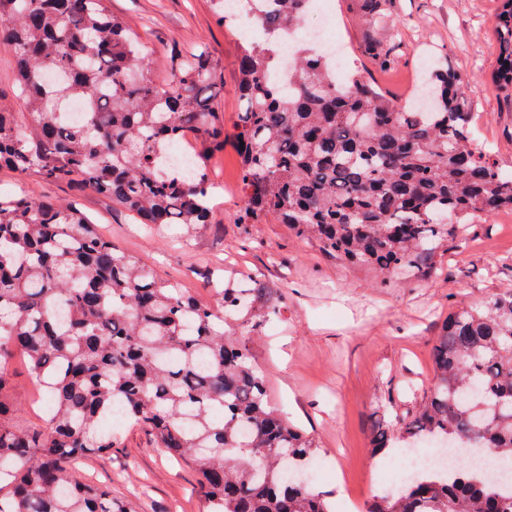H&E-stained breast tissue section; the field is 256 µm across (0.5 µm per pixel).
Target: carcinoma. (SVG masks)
I'll list each match as a JSON object with an SVG mask.
<instances>
[{
	"label": "carcinoma",
	"instance_id": "cac0c4a2",
	"mask_svg": "<svg viewBox=\"0 0 512 512\" xmlns=\"http://www.w3.org/2000/svg\"><path fill=\"white\" fill-rule=\"evenodd\" d=\"M265 43L240 42L241 112H215L217 64L205 48L158 81L144 46L104 0H0L30 121L0 106V166L78 182L144 224H207L208 160L242 158L238 223L273 217L326 255L365 266L377 285L436 270L481 214L512 212V174L472 136L469 98L450 69L425 77L424 104H396L362 77L336 81L327 57L292 46L293 77L269 80L308 0H251ZM497 85L512 101V0L495 16ZM79 125L64 121L71 101ZM283 298L260 279L203 304L157 279L68 203L0 192V512H133L77 480L103 457L120 414L198 466L210 512H335L308 479L318 446L270 404L249 335ZM21 353L50 404L48 432L19 423L4 366ZM434 385L419 408L372 429V450L431 441L512 461V290L448 316L432 347ZM365 512H512L476 471L423 472L373 496Z\"/></svg>",
	"mask_w": 512,
	"mask_h": 512
}]
</instances>
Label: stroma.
<instances>
[{
	"label": "stroma",
	"instance_id": "stroma-1",
	"mask_svg": "<svg viewBox=\"0 0 512 512\" xmlns=\"http://www.w3.org/2000/svg\"><path fill=\"white\" fill-rule=\"evenodd\" d=\"M346 76L371 77L387 96L404 102L431 63H449L464 79L475 111L477 142L504 172H512V106L494 77L498 69L493 22L499 0H389V21L369 22L364 0H335ZM108 10L142 33L158 79L182 58L207 48L218 62L214 106L232 130L239 111L240 27L220 24L211 0H106ZM227 187L210 223L147 229L123 208L91 190L20 177L0 168V189L71 201L121 250L160 278H178L187 295L213 303L226 279L257 277L286 302L250 343L272 403L291 424L314 437L326 473L319 490L333 502L355 494L360 502L386 489L383 473L396 469L395 450L373 453L371 427L381 403L394 413L415 410L433 384L431 350L449 312L481 307L512 289V212L477 217L463 249L438 256L437 277L409 273L380 288L371 271L329 257L287 225L269 218L241 224V161L233 145L210 161ZM8 392L24 406L23 421L44 426L43 392L21 355L4 372ZM115 439L107 458L77 465L80 476L107 484L114 499L135 512H208L195 466L171 460L150 431L127 422L107 424Z\"/></svg>",
	"mask_w": 512,
	"mask_h": 512
}]
</instances>
